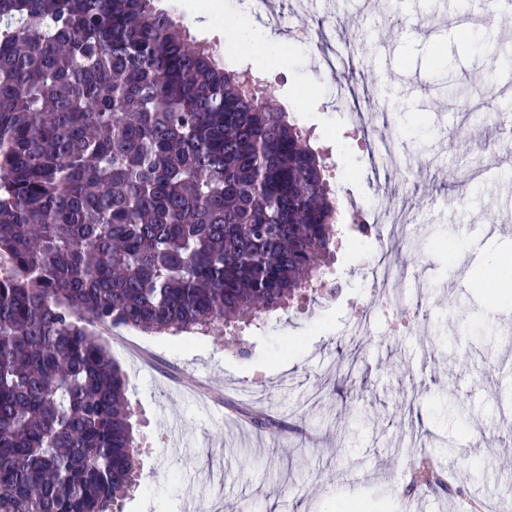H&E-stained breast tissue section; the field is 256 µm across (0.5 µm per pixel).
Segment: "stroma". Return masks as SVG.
I'll return each instance as SVG.
<instances>
[{
	"mask_svg": "<svg viewBox=\"0 0 512 512\" xmlns=\"http://www.w3.org/2000/svg\"><path fill=\"white\" fill-rule=\"evenodd\" d=\"M193 2L160 0L310 130L342 245L329 294L295 299L238 335L102 329L139 427L140 486L120 512H185L190 494L211 512H404L410 448L447 471L457 450L478 474L456 472L469 497L512 498V442L499 439L512 428V292L483 278L495 254L512 253V228L491 246L485 219L512 183L460 189L485 143L512 124L488 110L506 99L512 41L494 35L484 0H323L305 11L272 0L275 28L223 0L218 29L196 19ZM242 24L274 31L287 60L258 63L231 35ZM350 69L365 91V129L330 96ZM357 211L404 212L423 248L390 251L387 226L360 234ZM384 260L403 267L394 287L404 304L424 293L427 322L377 314L350 335ZM246 408L303 419L306 431L257 430Z\"/></svg>",
	"mask_w": 512,
	"mask_h": 512,
	"instance_id": "obj_1",
	"label": "stroma"
}]
</instances>
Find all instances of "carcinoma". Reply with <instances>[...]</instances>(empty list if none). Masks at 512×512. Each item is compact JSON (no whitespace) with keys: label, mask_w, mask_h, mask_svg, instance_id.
<instances>
[{"label":"carcinoma","mask_w":512,"mask_h":512,"mask_svg":"<svg viewBox=\"0 0 512 512\" xmlns=\"http://www.w3.org/2000/svg\"><path fill=\"white\" fill-rule=\"evenodd\" d=\"M247 78L154 0H0V512L137 486L97 328L229 335L322 283L327 166Z\"/></svg>","instance_id":"1"}]
</instances>
